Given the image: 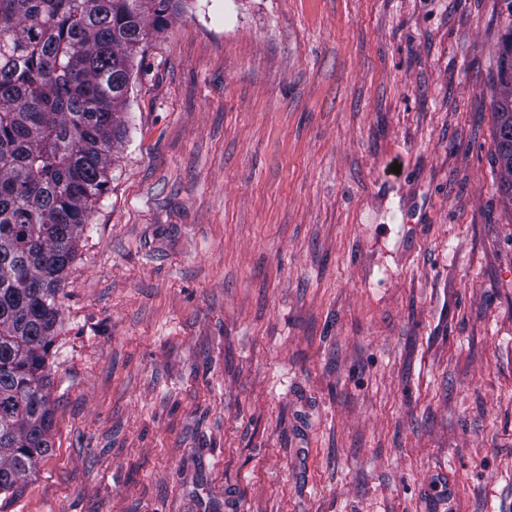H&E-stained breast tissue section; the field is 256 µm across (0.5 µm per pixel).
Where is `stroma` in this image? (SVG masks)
<instances>
[{"mask_svg": "<svg viewBox=\"0 0 512 512\" xmlns=\"http://www.w3.org/2000/svg\"><path fill=\"white\" fill-rule=\"evenodd\" d=\"M512 0H189L134 60L4 512H512ZM498 94L491 101L495 134L492 159L502 178L501 189L512 197V29L509 28L498 47ZM508 158L506 163L503 159ZM512 199V198H511Z\"/></svg>", "mask_w": 512, "mask_h": 512, "instance_id": "stroma-1", "label": "stroma"}]
</instances>
